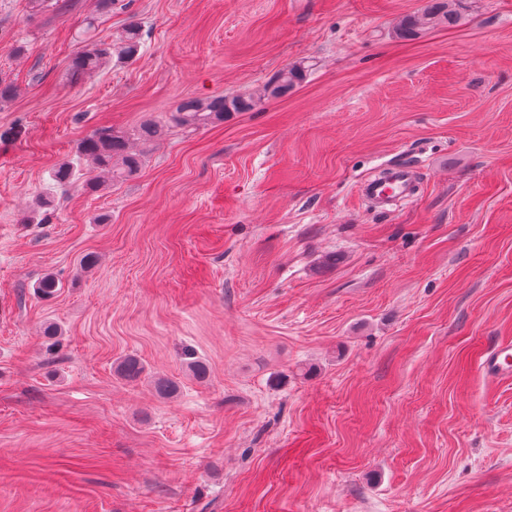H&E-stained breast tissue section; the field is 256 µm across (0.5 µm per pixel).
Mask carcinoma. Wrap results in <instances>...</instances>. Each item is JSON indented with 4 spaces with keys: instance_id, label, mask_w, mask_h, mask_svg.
Segmentation results:
<instances>
[{
    "instance_id": "1",
    "label": "carcinoma",
    "mask_w": 512,
    "mask_h": 512,
    "mask_svg": "<svg viewBox=\"0 0 512 512\" xmlns=\"http://www.w3.org/2000/svg\"><path fill=\"white\" fill-rule=\"evenodd\" d=\"M464 20L457 9L456 0H429L424 9L405 17L397 27V35L411 39L423 30L441 24L458 25ZM96 17L90 15L83 20L81 47L69 60V71L73 82L79 83L112 65V59L120 63H132L140 56L142 34L140 27L130 23L121 34L110 42L96 41L91 32L95 30ZM305 67L291 66L280 72L264 89V95L280 96L288 93L303 80ZM261 98L253 96H217L209 99L187 98L180 102L172 114L175 127L196 129L224 121L230 112H247L254 109ZM168 125L147 121L130 132L113 126L102 127L85 136L76 146L75 158L61 163L51 174L54 185L63 191L80 190L95 193L103 187L119 183L137 174L143 165L144 155L129 151L131 135L138 136L143 143L163 137ZM60 283L47 274L37 284V292L44 298L53 297ZM117 374L128 382H137L145 374L144 364L135 356H127L117 363Z\"/></svg>"
}]
</instances>
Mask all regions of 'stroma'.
Instances as JSON below:
<instances>
[{
	"instance_id": "obj_1",
	"label": "stroma",
	"mask_w": 512,
	"mask_h": 512,
	"mask_svg": "<svg viewBox=\"0 0 512 512\" xmlns=\"http://www.w3.org/2000/svg\"><path fill=\"white\" fill-rule=\"evenodd\" d=\"M61 2L0 0V512H512V380L481 365L512 344V0L412 40L426 0ZM93 13L141 55L74 85ZM296 64L28 223L92 130ZM383 163L420 182L392 212L356 191ZM305 67L291 66L280 72L271 84L264 89L262 96H217L209 99L187 98L180 102L172 114L174 127L196 129L223 122L224 115L229 112H247L253 110L267 96H280L288 93L296 84L303 80Z\"/></svg>"
}]
</instances>
